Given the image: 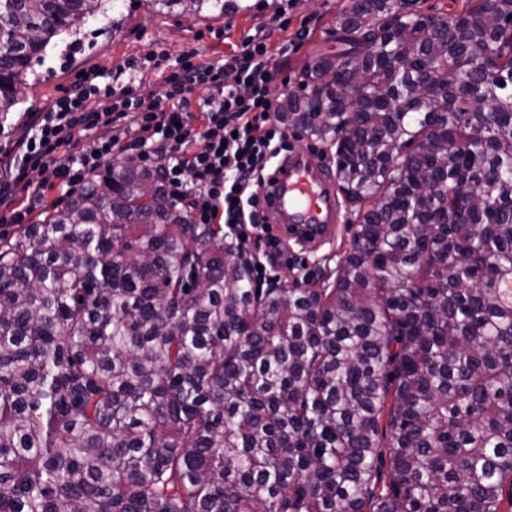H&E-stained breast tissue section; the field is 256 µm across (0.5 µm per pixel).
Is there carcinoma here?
I'll use <instances>...</instances> for the list:
<instances>
[{"label": "carcinoma", "mask_w": 512, "mask_h": 512, "mask_svg": "<svg viewBox=\"0 0 512 512\" xmlns=\"http://www.w3.org/2000/svg\"><path fill=\"white\" fill-rule=\"evenodd\" d=\"M102 2L0 0V116ZM399 2L277 107L354 205L330 286L257 291L131 161L0 233V512H512V0ZM410 5L408 8L410 10L424 11L430 10L432 13H451L455 9H460L461 0H408ZM417 11H408L407 10V2L402 1L401 9L399 11L400 15H407L410 13H416L420 15H428V16H444L437 14H424Z\"/></svg>", "instance_id": "1"}]
</instances>
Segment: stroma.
<instances>
[{
	"label": "stroma",
	"instance_id": "obj_1",
	"mask_svg": "<svg viewBox=\"0 0 512 512\" xmlns=\"http://www.w3.org/2000/svg\"><path fill=\"white\" fill-rule=\"evenodd\" d=\"M235 11L218 20L185 17L158 11L151 0H104L103 10L86 20L73 34L59 36L45 56L28 72L29 89L17 113L9 115L0 148L25 131L23 113L44 112L71 89L77 77L101 70L118 71L132 59L153 53L167 54L176 62L186 52L202 51L206 59L221 61L241 48L256 32L268 35L271 45L297 40L287 55L276 57L278 81L296 90L306 60L339 51L334 21L349 0H237ZM286 14L289 24L280 28L276 17ZM352 206L342 202L341 224L313 244L285 237L288 261L268 268L266 282L278 287L284 276L304 285H322L347 255L354 237Z\"/></svg>",
	"mask_w": 512,
	"mask_h": 512
}]
</instances>
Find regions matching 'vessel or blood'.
Instances as JSON below:
<instances>
[{"mask_svg": "<svg viewBox=\"0 0 512 512\" xmlns=\"http://www.w3.org/2000/svg\"><path fill=\"white\" fill-rule=\"evenodd\" d=\"M260 209L268 223L285 235L291 234L293 226L309 225L320 237L340 221L331 176L312 152L296 149L273 168Z\"/></svg>", "mask_w": 512, "mask_h": 512, "instance_id": "obj_1", "label": "vessel or blood"}]
</instances>
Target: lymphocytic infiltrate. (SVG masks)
<instances>
[{
    "label": "lymphocytic infiltrate",
    "mask_w": 512,
    "mask_h": 512,
    "mask_svg": "<svg viewBox=\"0 0 512 512\" xmlns=\"http://www.w3.org/2000/svg\"><path fill=\"white\" fill-rule=\"evenodd\" d=\"M256 35L223 63L184 54L164 75V103L134 83L115 87L82 77L73 92L45 112H34L13 157L0 169V223H24L17 191L43 198L46 191L73 193L112 159L147 162L158 157L160 175L174 197L189 204L194 223L257 228L256 246L269 264L287 260L277 237L262 233L260 193L273 159L288 149V127L277 115L282 96L275 54ZM205 89L195 98L196 89ZM70 152L58 163L59 149Z\"/></svg>",
    "instance_id": "obj_1"
}]
</instances>
